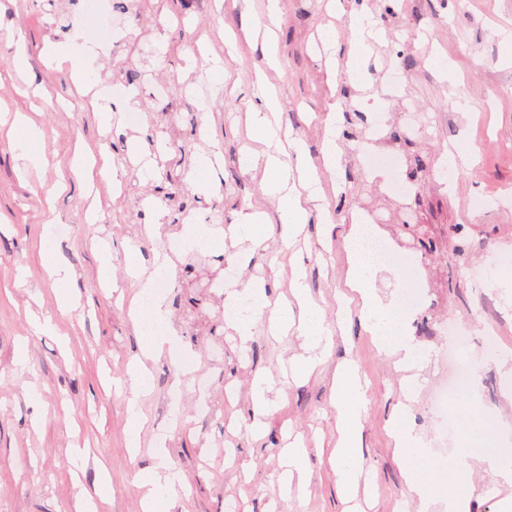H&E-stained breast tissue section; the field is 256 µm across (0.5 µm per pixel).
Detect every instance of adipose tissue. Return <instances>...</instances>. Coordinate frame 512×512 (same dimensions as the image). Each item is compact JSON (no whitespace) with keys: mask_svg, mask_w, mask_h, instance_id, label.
I'll return each instance as SVG.
<instances>
[{"mask_svg":"<svg viewBox=\"0 0 512 512\" xmlns=\"http://www.w3.org/2000/svg\"><path fill=\"white\" fill-rule=\"evenodd\" d=\"M49 57L65 56L71 62V72L79 85H86L95 73L94 63L98 52L90 36L76 31L65 45H46ZM279 99L275 92L261 94V104L251 115V125L257 138L275 144L274 152L267 154L261 181L263 193L278 202V222L285 240H292L309 217L318 223H329L327 211H314L318 199L316 180L308 173H294L293 165L303 162L304 153L298 141L281 145L280 134L268 118L278 111ZM267 213L253 206L244 207L236 224L230 225L227 234L238 248L232 262L242 263L246 252L260 248L265 238L260 231L268 223ZM364 225L363 215L357 214L351 224L344 227V239L349 247L348 271L345 282L356 300L364 329L375 339L378 348L402 375L401 395L403 402L395 407L389 422V435L395 452L408 474V492L417 503V512H428L435 501H445L448 512H467L468 502L475 490L473 474L476 465H486L500 483L512 485V421L504 417L484 420L473 413L468 399L455 401L452 412L461 422L460 443L462 454L448 459V469L439 480L425 476L430 463V450L424 439L405 424L406 405L415 401L422 389L421 374L430 361L429 352L408 333L406 324L409 311L383 302L372 286V268L359 250V240ZM294 301L270 302L263 281L252 280L246 285L231 281L224 286V322L238 336L240 343H248L252 327L260 319H267L276 334L297 329L301 340V352L291 360L295 378L310 377L322 365V350L332 343L331 331L325 325L322 307L314 301L303 276H296L292 289ZM130 395L126 402L125 432L130 448H137L143 428V415L138 399L142 391L151 385L150 377L139 367L128 371ZM336 393L333 405L336 411L338 439L331 463L336 473V483L344 502L356 500L364 460L362 452V419L367 410L364 382L353 361L343 360L334 370ZM281 471L278 477L282 495L301 494L304 489L306 450L301 441H294L282 448ZM181 475L167 462L138 472L137 487L143 488L144 512H161L163 504L170 502Z\"/></svg>","mask_w":512,"mask_h":512,"instance_id":"1","label":"adipose tissue"}]
</instances>
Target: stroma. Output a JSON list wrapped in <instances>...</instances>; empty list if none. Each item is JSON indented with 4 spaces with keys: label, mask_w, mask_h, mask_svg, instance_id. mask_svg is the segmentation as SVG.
Segmentation results:
<instances>
[{
    "label": "stroma",
    "mask_w": 512,
    "mask_h": 512,
    "mask_svg": "<svg viewBox=\"0 0 512 512\" xmlns=\"http://www.w3.org/2000/svg\"><path fill=\"white\" fill-rule=\"evenodd\" d=\"M119 16L118 32L100 29L85 0H0V512H73L77 494L71 454L87 449L86 480L98 461L109 469L111 492L100 512H142L135 475L159 458L180 473L185 490L168 512H344L329 461L336 442L333 369L349 359L368 382L363 421L365 465L376 484L371 512H416L406 474L386 428L400 398L401 375L366 334L358 318L337 330L336 304L347 270L338 231L352 212L378 216L384 234L425 277L409 330L431 352L423 387L405 414L407 425L432 441L436 424L430 390L447 369L452 351L478 357L488 347L512 350V296L492 287L485 272L512 247V204L471 208L480 195L512 194V60L499 31L512 30V0H279L275 25L279 64L266 65L262 38L245 35L243 11L268 22L267 0H132ZM370 9L382 32L373 53L356 58L351 17ZM88 28L101 47L95 63L103 83L125 81L128 99L90 104L76 89L68 65L49 63L46 43L69 41ZM22 33L28 65L16 71L8 32ZM221 59L223 75L212 70ZM359 71H351L352 59ZM400 74V91L388 96L387 80ZM274 86L276 120L299 140L316 169L327 224L304 225L285 247L279 224L265 225L268 240L250 252L243 279L263 280L271 295L289 297L292 269H300L312 297L333 327V343L320 374L283 378L281 368L300 353L296 336L270 335L258 322L248 350L224 323V294L201 291L183 277L186 265L202 276L223 274L224 230L247 203L275 214L276 201L261 192L260 170L241 167L254 148L249 113L257 80ZM165 81L163 101L151 95ZM114 113L102 125L101 113ZM140 113L138 125L119 117ZM27 116L43 136L47 162L24 170L13 149L8 121ZM341 128L340 180L323 168L329 118ZM381 118L396 163L389 181L367 176L364 126ZM465 141L472 156L447 163L449 148ZM110 156L127 187L103 192L96 223L82 209L84 185L72 174L77 149ZM217 167L198 170L200 154ZM67 176L66 192L46 201L44 190ZM67 236L45 245L46 207ZM195 210L204 231L202 249L179 246L178 208ZM161 228L143 230L152 211ZM109 248L112 279L98 276V247ZM168 254L173 286L161 300L163 325L175 346L192 358L190 368L164 354L142 358L140 335L128 307L139 276L154 273L157 253ZM61 263L77 275L80 307L59 319L52 334L34 333L29 312L56 316V287L45 266ZM27 364L15 365L18 344ZM143 359L152 389L140 398L146 423L138 453L125 439V395L107 390L104 373L123 380L129 364ZM270 375L281 394L265 420L264 436L248 430L251 380ZM206 383L212 413L195 417L194 395ZM36 394H29V384ZM494 365L478 373L473 405L494 417H512V403ZM302 436L307 454L301 497L280 493L278 455L288 435Z\"/></svg>",
    "instance_id": "obj_1"
}]
</instances>
